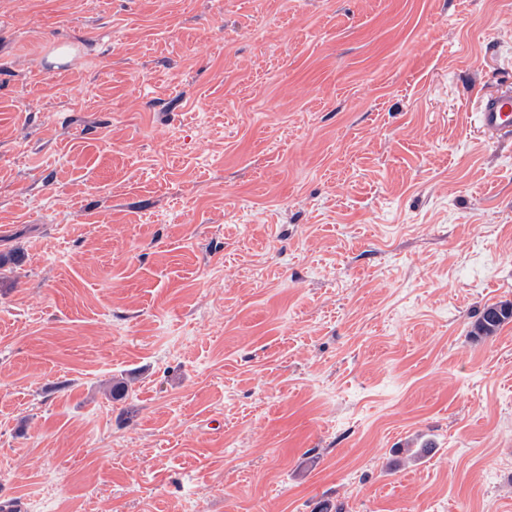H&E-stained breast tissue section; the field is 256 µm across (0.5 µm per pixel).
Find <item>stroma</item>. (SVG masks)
Wrapping results in <instances>:
<instances>
[{
	"instance_id": "obj_1",
	"label": "stroma",
	"mask_w": 512,
	"mask_h": 512,
	"mask_svg": "<svg viewBox=\"0 0 512 512\" xmlns=\"http://www.w3.org/2000/svg\"><path fill=\"white\" fill-rule=\"evenodd\" d=\"M512 0H0V506L506 512ZM481 129L492 137H512V82L494 94L485 96L478 112ZM512 319V302L504 301L485 306L478 313L471 335L492 336L506 321Z\"/></svg>"
}]
</instances>
